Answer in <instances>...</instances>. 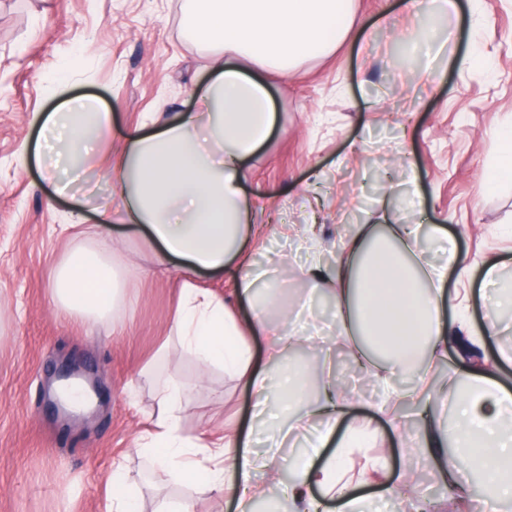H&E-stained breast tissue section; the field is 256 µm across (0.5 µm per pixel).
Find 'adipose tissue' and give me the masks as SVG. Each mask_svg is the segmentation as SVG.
Masks as SVG:
<instances>
[{"instance_id": "obj_1", "label": "adipose tissue", "mask_w": 512, "mask_h": 512, "mask_svg": "<svg viewBox=\"0 0 512 512\" xmlns=\"http://www.w3.org/2000/svg\"><path fill=\"white\" fill-rule=\"evenodd\" d=\"M344 0H194L186 20L189 32L215 49L208 82L194 88L198 108L177 113L155 132L134 128L127 132V148L114 168L117 207L99 210L101 225L145 226L156 244L161 265L179 267L183 282L174 320L180 345L207 366L222 367L254 398L252 429L275 423L281 439L311 429L306 450L290 467L285 499L288 512H318L313 491L338 497L339 512H361L365 497L340 479L345 460L377 441L378 427L364 423L345 427L346 403L331 374L323 376V397L304 401L295 367L280 359L292 346L291 332L273 327L267 317L272 297L263 296L267 282L248 259L250 208L243 196L244 167L271 137L277 122L263 81L241 66L247 58L260 67H277L289 74L304 55L326 51L349 26ZM112 115L100 111L97 101L77 97L64 101L41 118L47 136L45 150L34 151L49 178L58 171L78 169L92 158ZM443 253L442 261L424 260L423 236ZM300 249L311 257L300 270L311 291L335 283L336 332L348 342L355 360L366 357V337H375L384 350L371 365L381 383L400 377L420 355L419 384L410 399L425 427L405 442L437 469H444L448 444L461 450L463 469L480 471L492 484L483 497L484 512H504L512 499V390L470 366V391L457 388V369H449L445 392L430 382L448 347L467 338L476 347L498 336L499 311L512 303V283L505 276L512 266L500 255L486 256L477 269L482 286L495 292L483 296V325L474 328L469 308L450 305L449 276L470 278L473 269L443 228L423 231L418 224H359L346 237L333 262L323 259L325 246L314 228L291 231ZM233 274V292L249 313L239 320L221 297L198 287L199 271ZM120 284L101 251L69 255L58 274L54 293L63 312L80 317L111 313ZM269 340V358L257 367L250 339ZM445 395L454 410L452 419L429 413L437 395ZM158 405L152 428L142 437L140 450L164 467L178 482H193L216 492H230L237 512H251L254 501L268 489L258 473L280 464L277 452L251 451L247 436L232 431L207 444H196L178 431L184 386L175 378L155 390ZM334 446L328 459L323 448ZM374 485L382 497L397 499L402 512L414 504L404 497L403 470H392L387 458L375 459L359 479Z\"/></svg>"}]
</instances>
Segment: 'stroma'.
Instances as JSON below:
<instances>
[{
  "instance_id": "35a3bbf8",
  "label": "stroma",
  "mask_w": 512,
  "mask_h": 512,
  "mask_svg": "<svg viewBox=\"0 0 512 512\" xmlns=\"http://www.w3.org/2000/svg\"><path fill=\"white\" fill-rule=\"evenodd\" d=\"M458 2L420 41L401 0H348L351 24L335 48L298 59L286 81L265 71L278 125L247 164L244 194L257 228L251 261L282 259L269 313L281 328L309 298L322 318L334 315L330 293L311 294L299 276L306 258L287 243L289 224H320L332 257L355 225L389 209L396 223L456 232L471 263L493 251L512 258V239L493 234L512 221V180L496 175L492 138L512 123V0ZM191 8L190 0H0V512H106L118 460L143 512H154L160 494L191 502L195 512H236L232 497L172 483L137 441L156 411L154 387L167 377L187 389L179 423L187 437L247 428L252 396L172 340L182 278L156 262L142 227L94 231L127 131L150 132L193 109L190 89L209 76L213 50L185 30ZM74 96L95 98L112 128L87 168L89 185L72 199L56 196L43 171L18 157L37 137L38 116ZM105 237L121 300L106 319L67 316L53 292L56 271L70 252L99 249ZM502 323L484 350L449 346L438 376L507 350L512 314ZM163 344L167 358L155 359ZM308 351L317 367L345 376L350 422L370 417L378 403L385 418L417 429L413 406H400L372 375L345 364L342 340ZM72 360L102 390L80 414L57 408L52 397L61 366ZM304 446L294 433L284 466L260 473L271 494L258 512H273L290 478L287 462ZM384 455L403 463L394 431L349 457L345 479H358L369 459ZM412 467L417 496L439 502L441 512H468L488 491L471 472L446 498L425 458Z\"/></svg>"
}]
</instances>
